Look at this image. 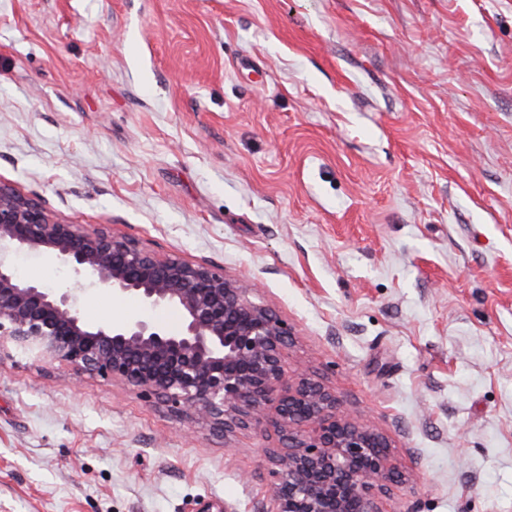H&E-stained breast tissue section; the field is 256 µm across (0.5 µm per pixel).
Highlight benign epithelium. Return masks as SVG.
Here are the masks:
<instances>
[{"label":"benign epithelium","instance_id":"benign-epithelium-1","mask_svg":"<svg viewBox=\"0 0 512 512\" xmlns=\"http://www.w3.org/2000/svg\"><path fill=\"white\" fill-rule=\"evenodd\" d=\"M19 251L69 268L80 285L133 296L147 310L173 309L181 329L149 318L89 322L75 289L47 288L17 272ZM289 336L224 269L69 224L0 181V343L79 374L110 375L224 437L272 427L283 447L266 450L277 482L263 512H381L379 494L395 481L385 440L352 420L322 384L286 379Z\"/></svg>","mask_w":512,"mask_h":512}]
</instances>
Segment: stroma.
Listing matches in <instances>:
<instances>
[{
  "label": "stroma",
  "instance_id": "stroma-1",
  "mask_svg": "<svg viewBox=\"0 0 512 512\" xmlns=\"http://www.w3.org/2000/svg\"><path fill=\"white\" fill-rule=\"evenodd\" d=\"M0 181L253 289L383 512H512V0H0ZM279 444L0 348V512H262Z\"/></svg>",
  "mask_w": 512,
  "mask_h": 512
}]
</instances>
